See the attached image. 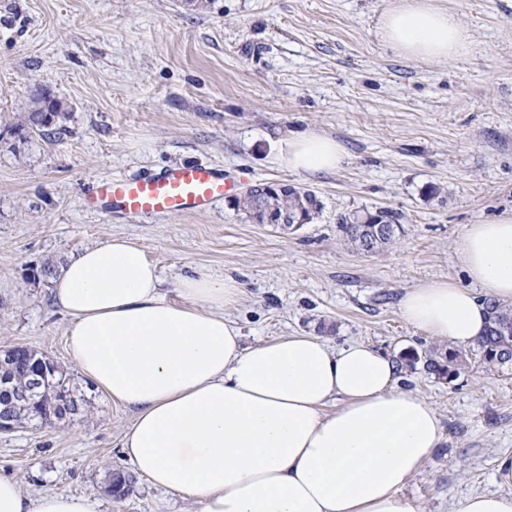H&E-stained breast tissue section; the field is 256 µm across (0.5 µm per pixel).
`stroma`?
Masks as SVG:
<instances>
[{"label": "stroma", "mask_w": 512, "mask_h": 512, "mask_svg": "<svg viewBox=\"0 0 512 512\" xmlns=\"http://www.w3.org/2000/svg\"><path fill=\"white\" fill-rule=\"evenodd\" d=\"M393 0H0V349L53 359L90 405L53 425L0 433V476L24 494L87 497L95 512H195L193 502L133 476L121 453L131 410L79 376L68 317L40 274L85 246L132 239L167 292L204 269L243 291L227 315L245 345L294 333L331 346L362 342L394 358L448 349L400 314L407 290L470 281L457 259L467 225L512 214V0H439L471 39L454 61L398 57L377 36ZM63 105L61 135L30 127L36 101ZM335 138L344 164L300 175L276 159L288 133ZM222 167L237 183L210 211L135 215L84 206L97 179L175 164ZM269 182L313 191L322 210L289 233L256 224L235 196ZM389 209L402 233L366 256L341 216ZM441 379L423 365L401 384L428 399L444 443L402 488L421 512H457L496 491L512 454V372L489 371L472 346ZM131 477L105 493L110 470Z\"/></svg>", "instance_id": "obj_1"}]
</instances>
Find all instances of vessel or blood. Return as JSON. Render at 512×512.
Returning <instances> with one entry per match:
<instances>
[{"mask_svg": "<svg viewBox=\"0 0 512 512\" xmlns=\"http://www.w3.org/2000/svg\"><path fill=\"white\" fill-rule=\"evenodd\" d=\"M234 186L221 168L174 165L156 175L100 180L85 203L109 212L200 213L223 199Z\"/></svg>", "mask_w": 512, "mask_h": 512, "instance_id": "vessel-or-blood-1", "label": "vessel or blood"}]
</instances>
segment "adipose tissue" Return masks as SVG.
<instances>
[{
    "label": "adipose tissue",
    "instance_id": "adipose-tissue-1",
    "mask_svg": "<svg viewBox=\"0 0 512 512\" xmlns=\"http://www.w3.org/2000/svg\"><path fill=\"white\" fill-rule=\"evenodd\" d=\"M407 60H452L469 47L458 16L437 0H395L379 26ZM277 160L313 175L341 167L342 145L305 130ZM458 260L475 295L453 281L422 284L400 301L403 319L454 345L482 336L483 296L512 301V216L468 225ZM178 299L156 265L115 237L72 257L53 281L69 318L66 344L95 392L133 410L122 454L196 512H419L400 489L444 438L432 404L400 388L401 366L354 343L313 335L244 345L226 317L238 282L205 271L181 277ZM0 512H91L87 498L25 496L0 477Z\"/></svg>",
    "mask_w": 512,
    "mask_h": 512
}]
</instances>
